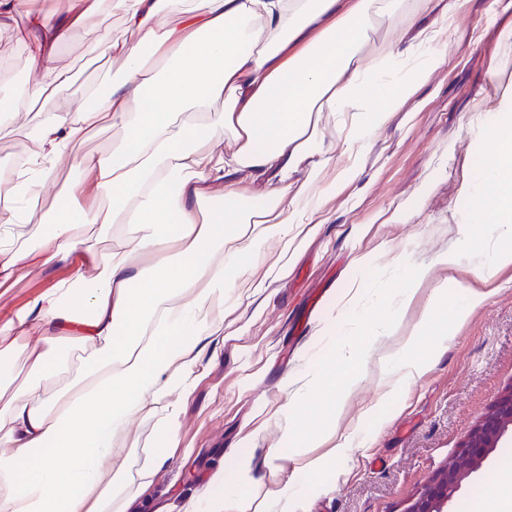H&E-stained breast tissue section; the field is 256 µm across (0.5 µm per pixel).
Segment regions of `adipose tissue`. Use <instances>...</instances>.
<instances>
[{"mask_svg":"<svg viewBox=\"0 0 512 512\" xmlns=\"http://www.w3.org/2000/svg\"><path fill=\"white\" fill-rule=\"evenodd\" d=\"M404 2L116 0L126 31L117 40L92 22L102 0H69L63 15L38 0H0V30L14 32L29 63L21 96L0 100V112L25 110L36 146L26 167L0 176V287L37 266L70 269L0 321V386H10L19 356L30 363L26 383L0 407V512H113L124 485L113 465L123 454L116 433L184 389L200 344L223 333L232 272L254 247L283 236L297 206L313 203L311 189L336 150L325 113L357 110L362 138L396 111L372 80L398 67L397 46L367 57L362 45L373 21L392 19ZM162 14L173 24H158ZM76 29L98 55L120 56L125 76L73 108L46 111L40 99L69 86L58 48ZM151 59L167 60L163 73L148 67ZM105 122L125 131L111 154L72 155L70 145ZM221 136L231 146L218 154ZM486 141L473 205L483 210L482 188L492 183L490 233L481 248L464 242L436 258L450 271L470 259L482 282L512 266V120L490 121ZM65 160L82 180L57 186L58 207L37 252L17 249L18 204L56 185ZM251 183L261 186L256 208L244 204ZM94 228L120 229L126 246L86 248ZM424 277L422 269H403L386 313L342 360L343 385L361 373L363 352ZM485 297L468 287L450 319L427 312L417 328L447 341L449 325L464 322ZM65 343L86 355L71 379L62 376Z\"/></svg>","mask_w":512,"mask_h":512,"instance_id":"1","label":"adipose tissue"}]
</instances>
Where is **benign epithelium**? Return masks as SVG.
Wrapping results in <instances>:
<instances>
[{
	"mask_svg": "<svg viewBox=\"0 0 512 512\" xmlns=\"http://www.w3.org/2000/svg\"><path fill=\"white\" fill-rule=\"evenodd\" d=\"M512 435V387L502 392L455 454L460 465L437 471L404 512H448V502L463 482L477 472L506 435Z\"/></svg>",
	"mask_w": 512,
	"mask_h": 512,
	"instance_id": "obj_1",
	"label": "benign epithelium"
}]
</instances>
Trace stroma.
I'll list each match as a JSON object with an SVG mask.
<instances>
[{
	"label": "stroma",
	"mask_w": 512,
	"mask_h": 512,
	"mask_svg": "<svg viewBox=\"0 0 512 512\" xmlns=\"http://www.w3.org/2000/svg\"><path fill=\"white\" fill-rule=\"evenodd\" d=\"M447 5L416 8L398 36L387 22H373L363 54L384 51L394 38L408 50L385 78L389 94L401 95L429 49L443 64L364 141L349 140L354 113L329 116L327 138L337 151L326 172L335 195L318 212L299 210L285 235L262 243L225 291L223 335L200 350L186 388L162 404V415L177 419L165 461L154 460L156 419L133 418L118 432V447L128 451L119 512H196L217 473L238 471L258 496L287 490L292 512H404L512 386V267L493 276L487 299L451 328L446 343L427 331L416 337L419 372L400 384L379 367L436 289H447L448 306L461 298L469 269L449 280L435 259L462 239L479 244L487 232L469 190L486 153V122L512 114V44L499 38L512 25V0ZM424 27L437 31L434 45L420 42ZM59 56L75 94L124 75L118 58L98 57L77 31ZM56 206L50 191L28 213L20 249L40 245ZM405 264L426 276L401 325L376 337L343 394L339 355L368 319L385 313ZM68 273L65 265L34 268L0 293V318ZM321 361L328 369L316 381ZM290 406L305 429L297 450L323 460L304 482L284 435ZM332 434L349 442L337 460L328 457Z\"/></svg>",
	"instance_id": "35a3bbf8"
}]
</instances>
